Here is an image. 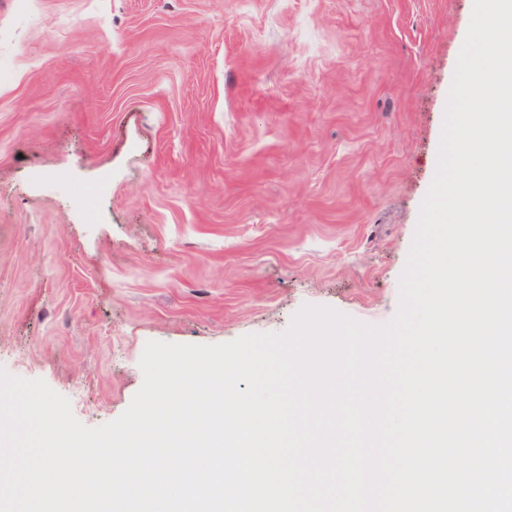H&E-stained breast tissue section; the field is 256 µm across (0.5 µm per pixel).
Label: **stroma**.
I'll list each match as a JSON object with an SVG mask.
<instances>
[{
	"label": "stroma",
	"instance_id": "1",
	"mask_svg": "<svg viewBox=\"0 0 512 512\" xmlns=\"http://www.w3.org/2000/svg\"><path fill=\"white\" fill-rule=\"evenodd\" d=\"M473 0H0V369L118 418L147 342L370 325Z\"/></svg>",
	"mask_w": 512,
	"mask_h": 512
}]
</instances>
